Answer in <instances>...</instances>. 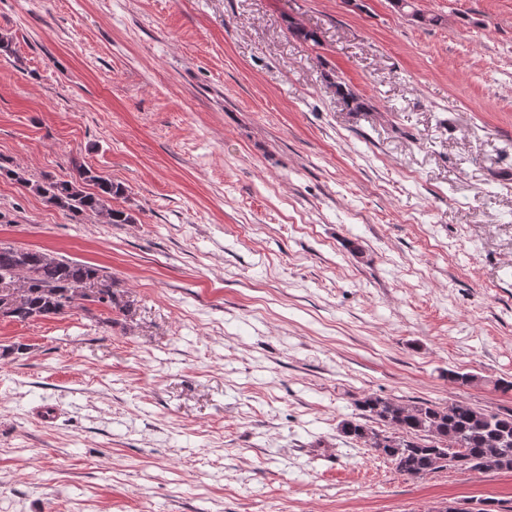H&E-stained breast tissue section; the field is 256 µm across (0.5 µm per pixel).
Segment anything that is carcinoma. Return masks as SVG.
I'll use <instances>...</instances> for the list:
<instances>
[{
    "label": "carcinoma",
    "mask_w": 512,
    "mask_h": 512,
    "mask_svg": "<svg viewBox=\"0 0 512 512\" xmlns=\"http://www.w3.org/2000/svg\"><path fill=\"white\" fill-rule=\"evenodd\" d=\"M394 5L421 24L441 23L440 16L416 10L412 0H394ZM330 86L349 111L372 108L345 82L332 81ZM6 175L75 218L102 215L109 224L134 223L130 212L112 207V200L123 197L126 188L84 164L75 165V175L69 179L45 175L31 182L13 170ZM106 278L97 265L0 242V289L13 282L23 288L14 298L0 293V318L27 322L62 315L76 306L110 309L119 301L112 286H103ZM357 408L358 414L340 422V433L409 478L448 467L483 473L512 471V409L492 412L463 401L402 404L374 395L359 400Z\"/></svg>",
    "instance_id": "obj_1"
}]
</instances>
